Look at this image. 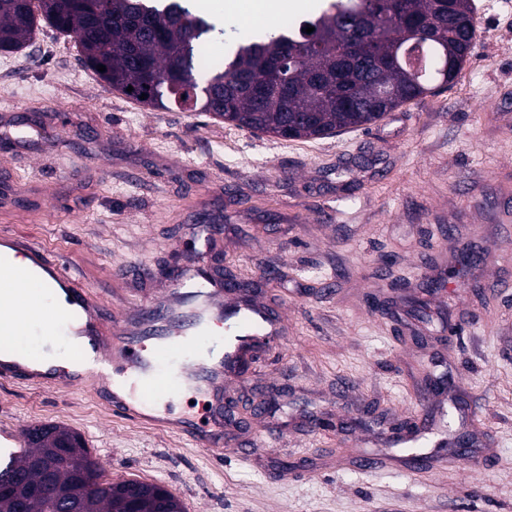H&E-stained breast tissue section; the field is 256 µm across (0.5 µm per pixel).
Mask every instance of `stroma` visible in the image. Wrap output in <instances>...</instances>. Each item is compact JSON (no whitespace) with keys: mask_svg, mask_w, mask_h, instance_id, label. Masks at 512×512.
<instances>
[{"mask_svg":"<svg viewBox=\"0 0 512 512\" xmlns=\"http://www.w3.org/2000/svg\"><path fill=\"white\" fill-rule=\"evenodd\" d=\"M474 6L453 84L315 140L142 106L46 25L0 53V137L21 120L44 131L0 145V227L131 306L162 295L192 228L217 221L220 264L260 281L287 325L230 393L248 460L122 420L88 384L0 383V429L75 430L106 477L162 484L186 512H512V0ZM400 421L442 471L396 466ZM449 430L474 467L441 448Z\"/></svg>","mask_w":512,"mask_h":512,"instance_id":"35a3bbf8","label":"stroma"}]
</instances>
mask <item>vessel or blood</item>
<instances>
[{"instance_id":"obj_1","label":"vessel or blood","mask_w":512,"mask_h":512,"mask_svg":"<svg viewBox=\"0 0 512 512\" xmlns=\"http://www.w3.org/2000/svg\"><path fill=\"white\" fill-rule=\"evenodd\" d=\"M0 240L25 252L31 269L15 267L0 254V286L9 288L38 274L62 288L75 319H67L49 308L42 289L28 288L5 303L9 328L0 327V381L19 383L32 390L75 388L84 380L81 372L57 376L53 369L18 357L15 337L35 330L44 336L64 334L83 340L87 358L96 370L100 392L113 414L150 425H169L177 435L212 456L224 453L223 392L225 382L239 375L241 363L258 361L267 344L281 334L280 318L246 295L238 280L205 277L194 264L185 265L166 295L142 302L132 311L112 307L101 293L58 254L41 243L24 239L9 229L0 230ZM224 330V347L215 357L188 362L187 350L200 337L211 335L213 326ZM165 371V394L188 386L206 396L207 420L191 417L167 423L152 414L140 386L145 377Z\"/></svg>"}]
</instances>
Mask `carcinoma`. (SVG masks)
<instances>
[{"label": "carcinoma", "instance_id": "cac0c4a2", "mask_svg": "<svg viewBox=\"0 0 512 512\" xmlns=\"http://www.w3.org/2000/svg\"><path fill=\"white\" fill-rule=\"evenodd\" d=\"M473 0H330L296 28L276 27L206 66L224 30L192 0H0V51L25 48L45 23L74 36L81 62L140 104L221 112L224 121L285 139L368 128L452 83L475 41ZM427 38L417 43L413 23ZM314 31L305 32L306 26ZM132 91H127L128 87ZM147 98L140 99L141 94ZM161 485L108 480L82 435L61 426L0 465V512H118L117 497L152 512Z\"/></svg>", "mask_w": 512, "mask_h": 512}]
</instances>
